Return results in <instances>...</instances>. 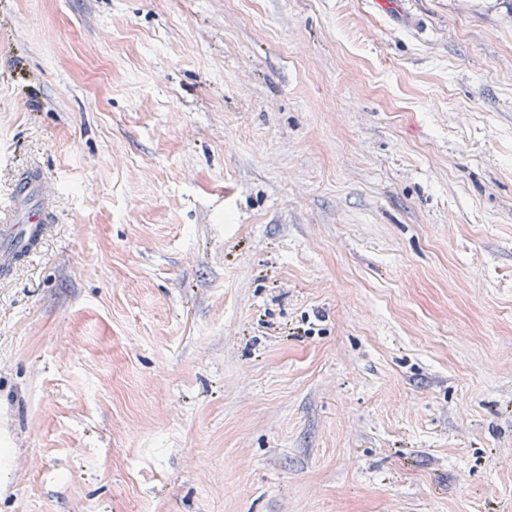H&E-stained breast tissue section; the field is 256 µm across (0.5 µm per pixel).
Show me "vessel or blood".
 I'll list each match as a JSON object with an SVG mask.
<instances>
[{"label":"vessel or blood","instance_id":"b4317fda","mask_svg":"<svg viewBox=\"0 0 512 512\" xmlns=\"http://www.w3.org/2000/svg\"><path fill=\"white\" fill-rule=\"evenodd\" d=\"M39 183L28 177L19 181L8 207L0 206V270L10 271L19 257L30 256L33 236L44 235L51 220L45 200L36 196Z\"/></svg>","mask_w":512,"mask_h":512}]
</instances>
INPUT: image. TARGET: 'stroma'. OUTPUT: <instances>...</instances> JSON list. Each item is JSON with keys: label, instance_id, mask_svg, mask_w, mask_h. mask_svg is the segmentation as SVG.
Instances as JSON below:
<instances>
[{"label": "stroma", "instance_id": "obj_1", "mask_svg": "<svg viewBox=\"0 0 512 512\" xmlns=\"http://www.w3.org/2000/svg\"><path fill=\"white\" fill-rule=\"evenodd\" d=\"M0 512H512V0H0ZM38 186L37 179L25 177L16 184L9 206L4 208L0 204V270L3 273L30 256L34 250L30 246L32 237L37 235L40 239L47 231L51 212L44 198L24 208V203L39 192Z\"/></svg>", "mask_w": 512, "mask_h": 512}]
</instances>
